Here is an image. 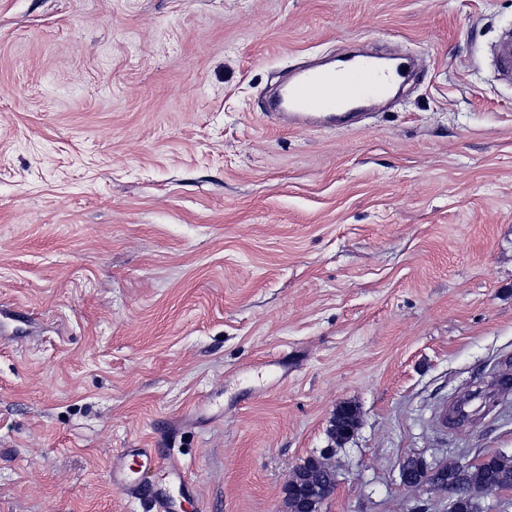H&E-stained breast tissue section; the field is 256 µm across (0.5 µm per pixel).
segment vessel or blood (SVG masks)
Returning a JSON list of instances; mask_svg holds the SVG:
<instances>
[{
    "label": "vessel or blood",
    "mask_w": 512,
    "mask_h": 512,
    "mask_svg": "<svg viewBox=\"0 0 512 512\" xmlns=\"http://www.w3.org/2000/svg\"><path fill=\"white\" fill-rule=\"evenodd\" d=\"M493 58L499 76L512 82L511 31L503 33ZM411 75L410 59H397L387 73L371 58L349 52L289 73L267 100L265 115L278 127L343 128L356 122L360 110L388 99L394 81Z\"/></svg>",
    "instance_id": "b4317fda"
}]
</instances>
